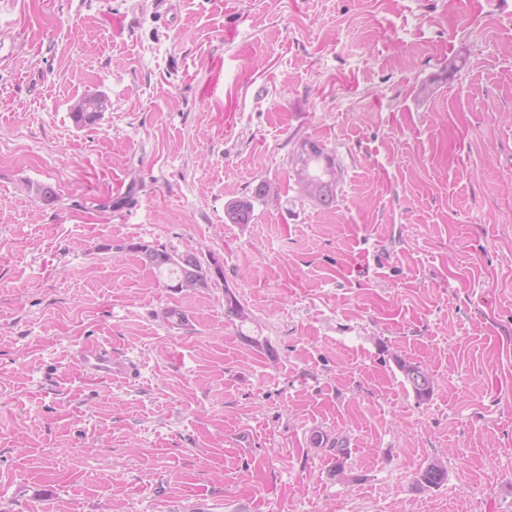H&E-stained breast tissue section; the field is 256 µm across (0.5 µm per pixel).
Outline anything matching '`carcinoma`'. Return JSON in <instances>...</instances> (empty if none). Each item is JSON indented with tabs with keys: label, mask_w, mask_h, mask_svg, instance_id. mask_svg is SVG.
I'll return each instance as SVG.
<instances>
[{
	"label": "carcinoma",
	"mask_w": 512,
	"mask_h": 512,
	"mask_svg": "<svg viewBox=\"0 0 512 512\" xmlns=\"http://www.w3.org/2000/svg\"><path fill=\"white\" fill-rule=\"evenodd\" d=\"M107 100L99 94L81 97L71 108L70 116L78 127L93 124L106 108ZM341 169L335 157L326 147L316 140L301 141L293 157V180L298 195L320 206L331 207L336 203V186ZM278 194L269 183L257 184L250 193L231 200L225 209L227 219L233 224H249L253 219L254 203L264 201ZM116 251L138 253L143 262L158 273L169 278L168 287L190 280L196 290L211 287L217 280L224 278L223 269L216 259L204 263L191 251L177 253L163 247L159 248L145 241L119 245ZM226 313L231 317L246 319L245 309L236 296L225 291ZM398 368L415 396L420 400L430 398L434 392L433 379L420 365L397 360ZM448 477V470L440 461H432L419 470L417 484L422 487H439Z\"/></svg>",
	"instance_id": "carcinoma-1"
}]
</instances>
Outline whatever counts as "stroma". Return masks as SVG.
<instances>
[{
	"label": "stroma",
	"mask_w": 512,
	"mask_h": 512,
	"mask_svg": "<svg viewBox=\"0 0 512 512\" xmlns=\"http://www.w3.org/2000/svg\"><path fill=\"white\" fill-rule=\"evenodd\" d=\"M0 512H512V0H0ZM106 106L107 100L104 96L88 94L72 106L70 116L76 126L85 127L93 124ZM293 157L294 189L301 198L317 205L332 207L336 203V186L341 169L335 157L317 140L301 141ZM309 179L310 191L303 195V181ZM278 190L269 183L260 182L250 193L231 200L225 209L227 219L233 224H249L253 219L254 203L277 195ZM117 252L130 251L138 253L143 262L156 270L159 274L169 278L168 288H174L178 292L193 293L196 291H183L182 282L191 280L197 291L211 288L218 279H223V269L213 257L211 262L204 263L191 251L177 253L159 248L145 241L131 242L126 245H118ZM181 282L179 289L177 285ZM80 362L83 366L107 377L125 376L132 370L130 363L125 359L115 354L112 355V350L101 347L83 353ZM398 368L419 400L429 399L434 392L433 379L420 365L405 359L397 360ZM448 477V470L440 461H432L421 468L417 476V484L421 487H440Z\"/></svg>",
	"instance_id": "35a3bbf8"
}]
</instances>
